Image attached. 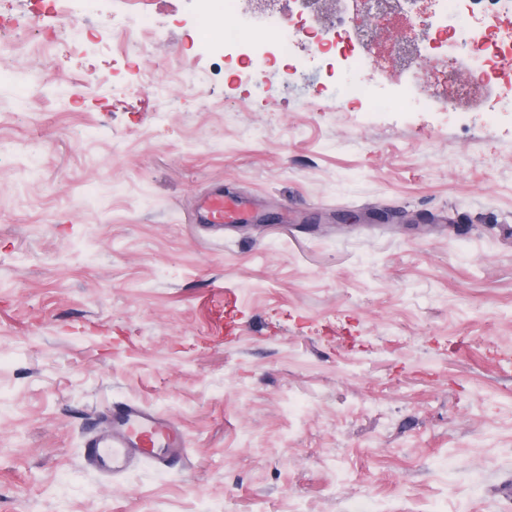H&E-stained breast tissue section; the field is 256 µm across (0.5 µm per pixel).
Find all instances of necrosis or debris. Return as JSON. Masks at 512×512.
Segmentation results:
<instances>
[{
  "instance_id": "necrosis-or-debris-1",
  "label": "necrosis or debris",
  "mask_w": 512,
  "mask_h": 512,
  "mask_svg": "<svg viewBox=\"0 0 512 512\" xmlns=\"http://www.w3.org/2000/svg\"><path fill=\"white\" fill-rule=\"evenodd\" d=\"M223 2L224 13L241 26L254 31L252 39L241 42L239 62L249 65L253 57L263 56L267 64L290 77L295 67L285 54L283 39L313 44L323 64L336 73L356 70L369 43L371 30H350L344 13L338 12L329 23L317 22L311 11L288 17L280 39L257 38L266 19L276 10L277 0H257L258 10H244V0H203L201 15L210 18L216 2ZM419 24L430 49L428 57H418L410 67L418 74L416 83L402 89L405 97H418L422 87L434 77L463 73L457 82L458 93L479 91L483 104L493 112H512V0H413Z\"/></svg>"
}]
</instances>
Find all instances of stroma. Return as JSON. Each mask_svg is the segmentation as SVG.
I'll return each instance as SVG.
<instances>
[{
    "label": "stroma",
    "instance_id": "35a3bbf8",
    "mask_svg": "<svg viewBox=\"0 0 512 512\" xmlns=\"http://www.w3.org/2000/svg\"><path fill=\"white\" fill-rule=\"evenodd\" d=\"M206 27L0 0V512H512V115L301 111L313 45L263 98ZM216 187L265 222L195 223ZM125 401L184 462H86Z\"/></svg>",
    "mask_w": 512,
    "mask_h": 512
}]
</instances>
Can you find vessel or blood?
<instances>
[{"instance_id":"vessel-or-blood-1","label":"vessel or blood","mask_w":512,"mask_h":512,"mask_svg":"<svg viewBox=\"0 0 512 512\" xmlns=\"http://www.w3.org/2000/svg\"><path fill=\"white\" fill-rule=\"evenodd\" d=\"M249 202L243 197L217 190L200 201V216L214 230L244 220ZM109 439L91 437L84 456L103 471L115 474L126 470L130 459H144L163 468L183 457L185 438L181 428L169 417L142 404L129 402L114 406L108 416Z\"/></svg>"}]
</instances>
